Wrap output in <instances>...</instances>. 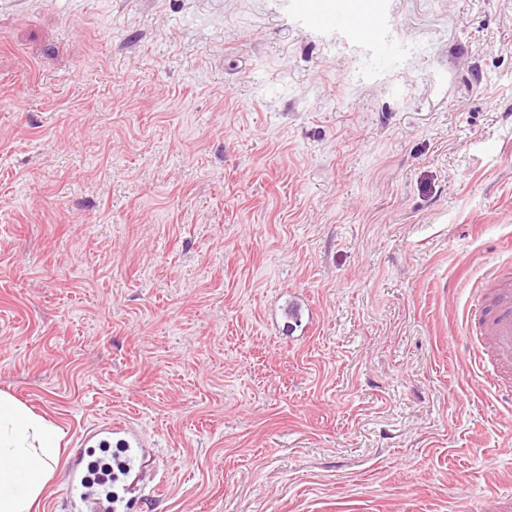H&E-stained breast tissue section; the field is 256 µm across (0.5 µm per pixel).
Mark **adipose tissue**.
<instances>
[{
    "label": "adipose tissue",
    "mask_w": 512,
    "mask_h": 512,
    "mask_svg": "<svg viewBox=\"0 0 512 512\" xmlns=\"http://www.w3.org/2000/svg\"><path fill=\"white\" fill-rule=\"evenodd\" d=\"M63 438L59 428L0 396V512H35Z\"/></svg>",
    "instance_id": "obj_1"
}]
</instances>
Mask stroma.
I'll list each match as a JSON object with an SVG mask.
<instances>
[{"label": "stroma", "instance_id": "1", "mask_svg": "<svg viewBox=\"0 0 512 512\" xmlns=\"http://www.w3.org/2000/svg\"><path fill=\"white\" fill-rule=\"evenodd\" d=\"M0 0V392L148 443L141 512L512 482L462 316L512 258V0ZM303 309L287 325L288 300ZM307 19L316 26L332 25L344 29L357 41H368L375 37L380 20L376 15L359 17L336 9L331 10L323 0H307Z\"/></svg>", "mask_w": 512, "mask_h": 512}]
</instances>
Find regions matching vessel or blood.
Instances as JSON below:
<instances>
[{"instance_id": "b4317fda", "label": "vessel or blood", "mask_w": 512, "mask_h": 512, "mask_svg": "<svg viewBox=\"0 0 512 512\" xmlns=\"http://www.w3.org/2000/svg\"><path fill=\"white\" fill-rule=\"evenodd\" d=\"M305 10L313 25L342 28L358 41L373 39L380 23L374 15L355 17L332 10L325 0H307ZM463 322V356L472 368L489 377L495 397L512 408V273L500 266L491 269L476 289ZM92 440L102 447L114 444L124 448L131 464L141 466L144 443L133 425L122 422L99 425L93 430ZM87 469L86 462H72L64 484L67 502L74 512H112V504L104 503L91 492Z\"/></svg>"}]
</instances>
